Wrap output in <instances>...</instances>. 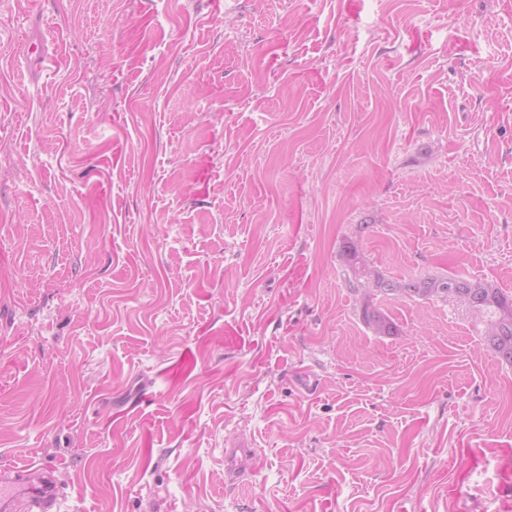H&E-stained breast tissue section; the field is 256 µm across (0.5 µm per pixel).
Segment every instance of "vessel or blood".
Segmentation results:
<instances>
[{
    "label": "vessel or blood",
    "mask_w": 512,
    "mask_h": 512,
    "mask_svg": "<svg viewBox=\"0 0 512 512\" xmlns=\"http://www.w3.org/2000/svg\"><path fill=\"white\" fill-rule=\"evenodd\" d=\"M61 486L52 468L39 462L0 467V507L9 512H60Z\"/></svg>",
    "instance_id": "vessel-or-blood-1"
}]
</instances>
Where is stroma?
I'll return each instance as SVG.
<instances>
[{
  "mask_svg": "<svg viewBox=\"0 0 512 512\" xmlns=\"http://www.w3.org/2000/svg\"><path fill=\"white\" fill-rule=\"evenodd\" d=\"M347 241L512 292V0H0V463L63 512H512V366L374 333Z\"/></svg>",
  "mask_w": 512,
  "mask_h": 512,
  "instance_id": "stroma-1",
  "label": "stroma"
}]
</instances>
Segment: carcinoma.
I'll use <instances>...</instances> for the list:
<instances>
[{
	"mask_svg": "<svg viewBox=\"0 0 512 512\" xmlns=\"http://www.w3.org/2000/svg\"><path fill=\"white\" fill-rule=\"evenodd\" d=\"M344 256L355 282L365 288L367 281L376 278L375 287L386 296L426 299H453L472 310L485 324L484 341L498 360L512 366V293L480 281L456 276L425 279H386L374 273L359 255L353 242L344 245ZM362 319L380 335L399 333L396 323L389 319L369 299H364Z\"/></svg>",
	"mask_w": 512,
	"mask_h": 512,
	"instance_id": "carcinoma-1",
	"label": "carcinoma"
}]
</instances>
